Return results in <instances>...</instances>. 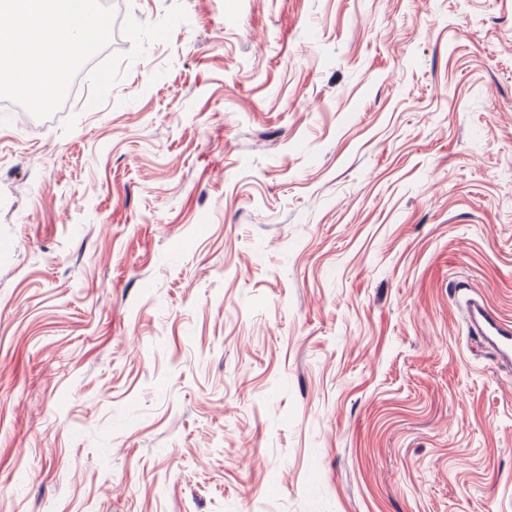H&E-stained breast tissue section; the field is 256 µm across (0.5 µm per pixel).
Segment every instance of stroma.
Instances as JSON below:
<instances>
[{"label":"stroma","instance_id":"obj_1","mask_svg":"<svg viewBox=\"0 0 512 512\" xmlns=\"http://www.w3.org/2000/svg\"><path fill=\"white\" fill-rule=\"evenodd\" d=\"M0 118V512H512V0H112ZM459 306L469 330L497 354L499 361L512 364V320L502 318L481 296L466 295Z\"/></svg>","mask_w":512,"mask_h":512}]
</instances>
